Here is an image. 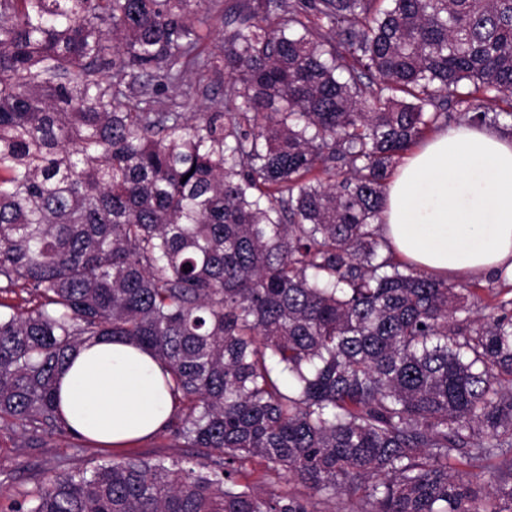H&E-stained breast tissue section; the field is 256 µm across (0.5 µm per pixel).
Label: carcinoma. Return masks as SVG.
<instances>
[{
    "instance_id": "cac0c4a2",
    "label": "carcinoma",
    "mask_w": 512,
    "mask_h": 512,
    "mask_svg": "<svg viewBox=\"0 0 512 512\" xmlns=\"http://www.w3.org/2000/svg\"><path fill=\"white\" fill-rule=\"evenodd\" d=\"M0 0V429L74 436L55 377L146 347L202 461L109 455L10 512H512V283L382 233L448 105L512 121V0ZM188 71L224 111L158 112ZM255 459L301 486L259 494ZM232 0H219L216 5L213 6L212 19L210 21V34L206 43L209 48L216 53L222 51V45L224 44L225 28H224V10Z\"/></svg>"
}]
</instances>
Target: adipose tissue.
Wrapping results in <instances>:
<instances>
[{"mask_svg": "<svg viewBox=\"0 0 512 512\" xmlns=\"http://www.w3.org/2000/svg\"><path fill=\"white\" fill-rule=\"evenodd\" d=\"M383 235L401 259L441 277L512 272V136L458 125L404 157L385 187ZM149 351L102 339L57 377L60 408L83 438L116 449L161 431L173 395Z\"/></svg>", "mask_w": 512, "mask_h": 512, "instance_id": "adipose-tissue-1", "label": "adipose tissue"}]
</instances>
